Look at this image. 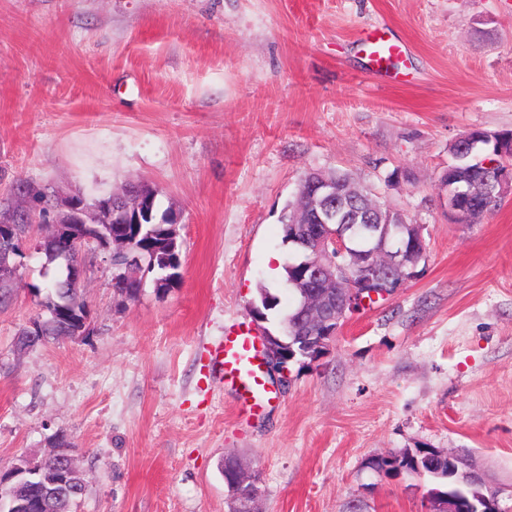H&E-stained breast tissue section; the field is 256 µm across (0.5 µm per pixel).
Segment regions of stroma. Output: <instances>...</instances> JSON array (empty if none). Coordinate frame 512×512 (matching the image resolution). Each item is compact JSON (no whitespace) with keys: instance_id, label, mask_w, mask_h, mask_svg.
<instances>
[{"instance_id":"stroma-1","label":"stroma","mask_w":512,"mask_h":512,"mask_svg":"<svg viewBox=\"0 0 512 512\" xmlns=\"http://www.w3.org/2000/svg\"><path fill=\"white\" fill-rule=\"evenodd\" d=\"M377 27L406 47L399 83L361 51ZM476 128L512 130V0H0V199L145 182L183 274L126 303L95 265L89 335L19 352L47 283L26 253L0 308V474L63 434L77 512H229L227 455L259 472L264 512H426L432 477L366 466L406 448L467 450L512 488V197L456 224L441 182ZM336 170L422 225L425 256L250 413L211 353L261 290L287 310L280 216ZM33 195V197L37 200V202L43 204L44 206L40 208L38 212V217L41 219L43 217V214L47 211V206L49 205V201L52 196V192L48 191V188L46 189H35L34 187H31L30 185L24 183V182H15V184L12 186V190L10 193V196L0 201V212L2 216H5L9 212V207L11 202L13 201V197L17 196H30Z\"/></svg>"}]
</instances>
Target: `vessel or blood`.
<instances>
[{
	"mask_svg": "<svg viewBox=\"0 0 512 512\" xmlns=\"http://www.w3.org/2000/svg\"><path fill=\"white\" fill-rule=\"evenodd\" d=\"M363 47L376 79L393 78L394 63L402 55L401 43L386 38L380 31H370ZM215 373L228 383L242 389L253 404H261L268 394L259 340L240 329L225 336L212 353Z\"/></svg>",
	"mask_w": 512,
	"mask_h": 512,
	"instance_id": "vessel-or-blood-1",
	"label": "vessel or blood"
}]
</instances>
